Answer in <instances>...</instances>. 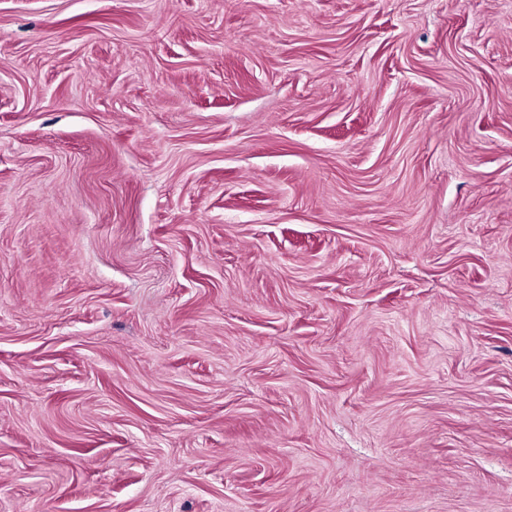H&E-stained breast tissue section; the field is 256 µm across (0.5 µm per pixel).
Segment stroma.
I'll list each match as a JSON object with an SVG mask.
<instances>
[{
    "mask_svg": "<svg viewBox=\"0 0 512 512\" xmlns=\"http://www.w3.org/2000/svg\"><path fill=\"white\" fill-rule=\"evenodd\" d=\"M0 512H512V0H0Z\"/></svg>",
    "mask_w": 512,
    "mask_h": 512,
    "instance_id": "obj_1",
    "label": "stroma"
}]
</instances>
